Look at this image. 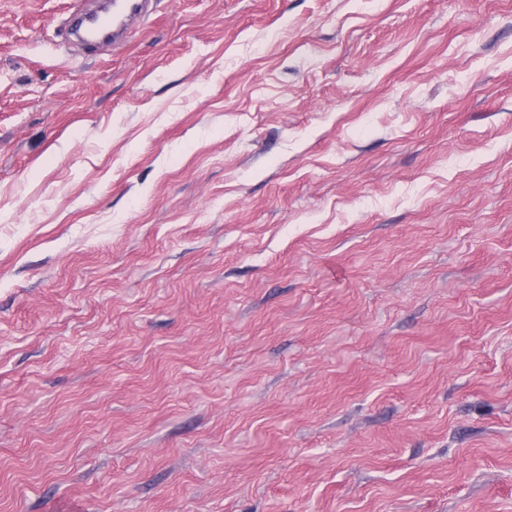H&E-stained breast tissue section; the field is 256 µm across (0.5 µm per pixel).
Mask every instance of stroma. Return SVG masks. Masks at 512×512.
Here are the masks:
<instances>
[{
  "instance_id": "1",
  "label": "stroma",
  "mask_w": 512,
  "mask_h": 512,
  "mask_svg": "<svg viewBox=\"0 0 512 512\" xmlns=\"http://www.w3.org/2000/svg\"><path fill=\"white\" fill-rule=\"evenodd\" d=\"M0 0V512H512V0ZM119 16L123 18H137L145 16L147 13L146 0H115L112 1V28L107 17L101 16L100 12L94 8H90L80 16L78 21L83 23V26L88 32L86 42H97L100 40H108L112 37L113 41L120 40L127 32L128 27L123 25L121 21L117 26L116 17L114 14V6Z\"/></svg>"
}]
</instances>
